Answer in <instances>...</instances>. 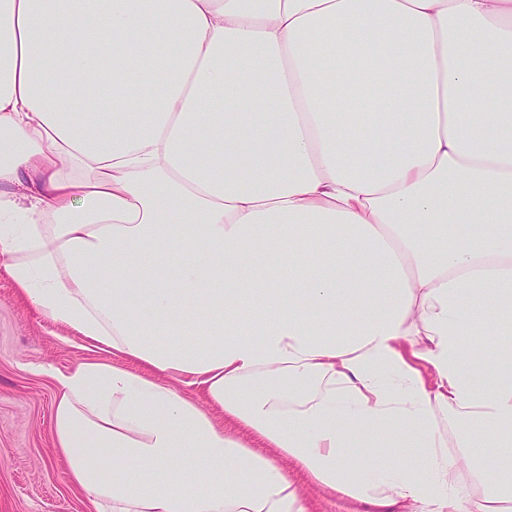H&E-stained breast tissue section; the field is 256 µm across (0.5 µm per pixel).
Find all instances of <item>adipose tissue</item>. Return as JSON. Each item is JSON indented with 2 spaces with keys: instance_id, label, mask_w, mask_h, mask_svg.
Segmentation results:
<instances>
[{
  "instance_id": "1",
  "label": "adipose tissue",
  "mask_w": 512,
  "mask_h": 512,
  "mask_svg": "<svg viewBox=\"0 0 512 512\" xmlns=\"http://www.w3.org/2000/svg\"><path fill=\"white\" fill-rule=\"evenodd\" d=\"M0 262L91 512H507L512 0H0ZM288 470L291 479L310 503L312 512H372L371 507L367 504L327 494L314 484L304 472L291 468Z\"/></svg>"
}]
</instances>
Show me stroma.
Segmentation results:
<instances>
[{"mask_svg": "<svg viewBox=\"0 0 512 512\" xmlns=\"http://www.w3.org/2000/svg\"><path fill=\"white\" fill-rule=\"evenodd\" d=\"M107 358L25 303L0 265V512H86L52 447L56 376ZM291 478L311 512H371L366 504L327 494L302 471Z\"/></svg>", "mask_w": 512, "mask_h": 512, "instance_id": "obj_1", "label": "stroma"}]
</instances>
